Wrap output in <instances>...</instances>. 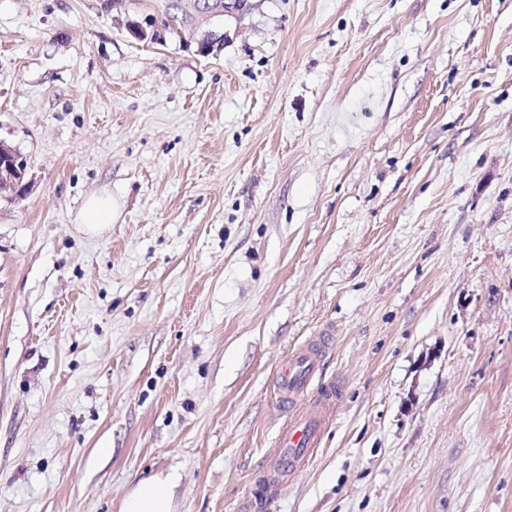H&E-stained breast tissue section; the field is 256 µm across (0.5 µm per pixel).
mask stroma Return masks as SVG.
I'll list each match as a JSON object with an SVG mask.
<instances>
[{"label":"stroma","mask_w":512,"mask_h":512,"mask_svg":"<svg viewBox=\"0 0 512 512\" xmlns=\"http://www.w3.org/2000/svg\"><path fill=\"white\" fill-rule=\"evenodd\" d=\"M0 139V512H512V0H0ZM27 163L15 148L0 139V196H22L26 192ZM116 217V207L110 195L92 196L83 204L78 222L89 233H98L112 224ZM330 332L321 331L291 352L275 374V389L286 419L276 437L262 484L276 490L287 474L308 462L318 450L325 428L336 410V385L322 383ZM174 480L172 474L139 480L123 500L120 512H173Z\"/></svg>","instance_id":"stroma-1"}]
</instances>
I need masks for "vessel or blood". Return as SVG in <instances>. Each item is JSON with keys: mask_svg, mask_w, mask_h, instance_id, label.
Returning a JSON list of instances; mask_svg holds the SVG:
<instances>
[{"mask_svg": "<svg viewBox=\"0 0 512 512\" xmlns=\"http://www.w3.org/2000/svg\"><path fill=\"white\" fill-rule=\"evenodd\" d=\"M330 339L329 332H320L292 351L276 371L275 389L286 419L263 476L267 491H275L287 474L313 457L336 410L335 384L321 381Z\"/></svg>", "mask_w": 512, "mask_h": 512, "instance_id": "1", "label": "vessel or blood"}]
</instances>
